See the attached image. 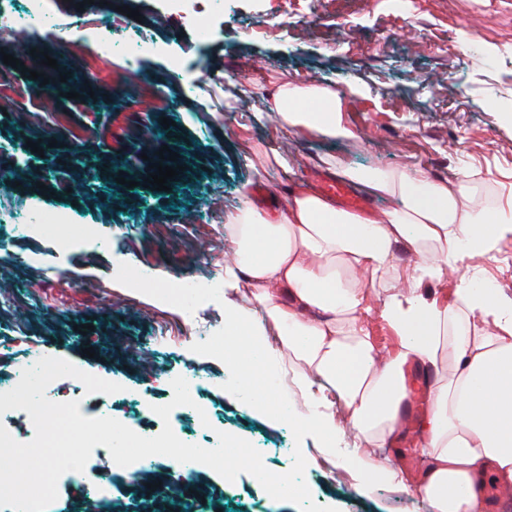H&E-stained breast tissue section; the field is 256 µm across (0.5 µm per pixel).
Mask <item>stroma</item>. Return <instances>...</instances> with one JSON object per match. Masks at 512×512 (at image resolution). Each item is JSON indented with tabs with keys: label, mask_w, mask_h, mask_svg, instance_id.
<instances>
[{
	"label": "stroma",
	"mask_w": 512,
	"mask_h": 512,
	"mask_svg": "<svg viewBox=\"0 0 512 512\" xmlns=\"http://www.w3.org/2000/svg\"><path fill=\"white\" fill-rule=\"evenodd\" d=\"M142 26L160 48L130 62L112 46V34L86 37L80 27L104 20L100 4L57 0L49 30L8 31L0 49L19 56L18 38L56 59L43 79L0 62V374L31 351L82 366L121 384L122 392L85 397L86 416L99 407L119 421L158 428L152 406L173 396L165 376L174 371L207 378L196 400L207 423L184 416L180 430L199 445L217 432L250 441L265 466L289 470L295 445L290 428L223 393L227 367L190 347L224 323V303L249 305L248 288L227 291L201 306L190 328L178 305L160 299L165 286L214 278L232 254L226 214L242 190L265 210H276L268 191L328 180L326 159L363 170L418 166L432 177L467 181L482 203L512 192V6L503 0H224L207 40L162 0H135ZM182 52L172 73L164 49ZM264 59L261 72L248 64ZM180 77L189 92L157 106L153 93ZM54 86L41 90L43 81ZM318 82L343 93L347 136L301 132L284 136L269 109L275 86ZM77 92L71 100L69 92ZM262 113L254 121L252 113ZM162 134L145 143L146 133ZM60 143L61 159L44 165L31 143ZM177 152L183 170L167 190L147 187L161 146ZM277 151L290 171L254 169ZM59 210L74 239L68 253L32 232L12 236L20 213ZM96 225L99 240L82 238ZM493 282L512 298V238L495 258L474 257L445 284L423 285L427 298L453 293L464 282ZM93 355H86V348ZM427 374L407 369L411 406L405 431L383 453L412 484L423 480L414 452L416 423L426 406ZM314 501L338 512H428L421 495L402 496L378 485L362 494L325 463L304 474ZM112 486L109 505L93 495ZM192 512H300L289 500L269 498L249 474L223 482L210 468L187 483ZM142 487L112 476L103 455L86 464V478L58 481L48 512H145Z\"/></svg>",
	"instance_id": "obj_1"
}]
</instances>
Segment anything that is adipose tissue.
<instances>
[{
	"label": "adipose tissue",
	"instance_id": "ef3b65f1",
	"mask_svg": "<svg viewBox=\"0 0 512 512\" xmlns=\"http://www.w3.org/2000/svg\"><path fill=\"white\" fill-rule=\"evenodd\" d=\"M272 104L284 132H346L341 101L329 88L282 86ZM339 174L391 206L367 217L299 188L281 213L247 200L233 208L227 224L235 249L224 264V285L247 283L256 308H225L224 335L273 358L292 351L302 362L291 382L308 407L295 428L319 440V455L358 489L381 482L409 496L421 492L430 512H489L484 484L512 486V302L492 291L472 296L465 286L443 303L418 291L511 237L512 200L474 203L463 184L421 168L343 167ZM403 244L415 260L400 269L394 252ZM381 289L386 296L373 307ZM374 311L405 340L385 360L364 325ZM447 362L451 370L439 373ZM410 364L437 372L417 444L426 461L417 487L390 458L375 456L398 431ZM347 432L358 439V454L329 444Z\"/></svg>",
	"mask_w": 512,
	"mask_h": 512
}]
</instances>
